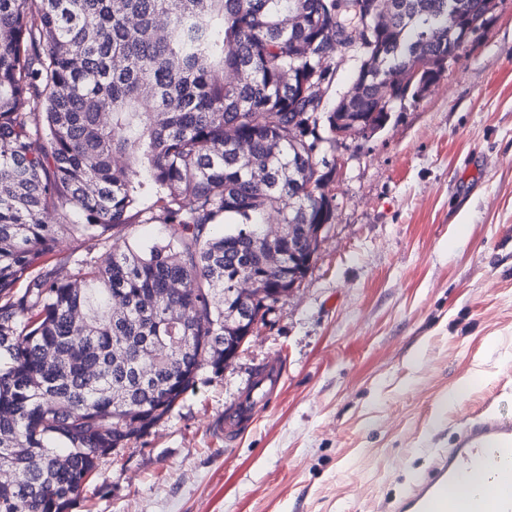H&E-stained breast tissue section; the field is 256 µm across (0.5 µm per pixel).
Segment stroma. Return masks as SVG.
<instances>
[{
  "instance_id": "stroma-1",
  "label": "stroma",
  "mask_w": 512,
  "mask_h": 512,
  "mask_svg": "<svg viewBox=\"0 0 512 512\" xmlns=\"http://www.w3.org/2000/svg\"><path fill=\"white\" fill-rule=\"evenodd\" d=\"M335 155L307 275L223 372L101 459L75 512H393L467 421L512 418V0ZM112 247L65 239L35 266L64 277ZM273 362L277 394L226 444L225 409Z\"/></svg>"
}]
</instances>
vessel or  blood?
<instances>
[{
  "mask_svg": "<svg viewBox=\"0 0 512 512\" xmlns=\"http://www.w3.org/2000/svg\"><path fill=\"white\" fill-rule=\"evenodd\" d=\"M282 377V368L271 364L260 382L249 383V398L224 420L226 442L253 422L259 401L275 394ZM397 512H512V420L491 414L475 419L413 484Z\"/></svg>",
  "mask_w": 512,
  "mask_h": 512,
  "instance_id": "vessel-or-blood-1",
  "label": "vessel or blood"
}]
</instances>
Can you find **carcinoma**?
<instances>
[{
    "mask_svg": "<svg viewBox=\"0 0 512 512\" xmlns=\"http://www.w3.org/2000/svg\"><path fill=\"white\" fill-rule=\"evenodd\" d=\"M499 4L0 0V512H72L102 457L224 371L238 279L260 319L281 285L261 226L331 223L327 150L436 82ZM157 223L164 243L31 274L62 238Z\"/></svg>",
    "mask_w": 512,
    "mask_h": 512,
    "instance_id": "obj_1",
    "label": "carcinoma"
}]
</instances>
